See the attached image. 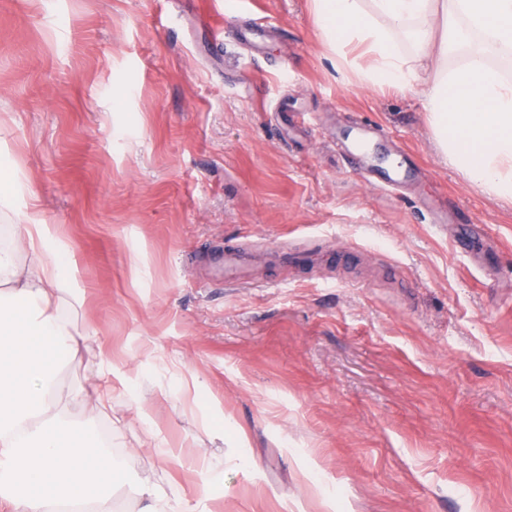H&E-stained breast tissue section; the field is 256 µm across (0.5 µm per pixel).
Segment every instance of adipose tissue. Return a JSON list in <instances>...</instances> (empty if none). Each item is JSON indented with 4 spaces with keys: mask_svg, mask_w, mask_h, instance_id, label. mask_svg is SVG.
<instances>
[{
    "mask_svg": "<svg viewBox=\"0 0 512 512\" xmlns=\"http://www.w3.org/2000/svg\"><path fill=\"white\" fill-rule=\"evenodd\" d=\"M323 38L345 63L361 49L363 84L413 87L418 69L429 126L440 151L471 184L512 198V81L489 63L512 53V0H313ZM413 39L405 54L400 38ZM463 59L449 69V52ZM51 227L23 213L11 244L0 246V504L7 512H112L107 489L124 465L100 448L92 429L74 425L66 403H86V384L55 392L65 353L90 348L87 328L53 307L65 293L67 255L49 249ZM26 251L29 266H19Z\"/></svg>",
    "mask_w": 512,
    "mask_h": 512,
    "instance_id": "1",
    "label": "adipose tissue"
}]
</instances>
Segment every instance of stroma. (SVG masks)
I'll use <instances>...</instances> for the list:
<instances>
[{
	"instance_id": "obj_1",
	"label": "stroma",
	"mask_w": 512,
	"mask_h": 512,
	"mask_svg": "<svg viewBox=\"0 0 512 512\" xmlns=\"http://www.w3.org/2000/svg\"><path fill=\"white\" fill-rule=\"evenodd\" d=\"M263 18L260 50L237 24ZM307 123L281 125L280 111ZM416 168L364 181L339 139ZM0 167L69 257L105 432L206 512H512V199L439 152L420 88L361 87L313 0H0ZM245 252L247 283L224 282Z\"/></svg>"
}]
</instances>
